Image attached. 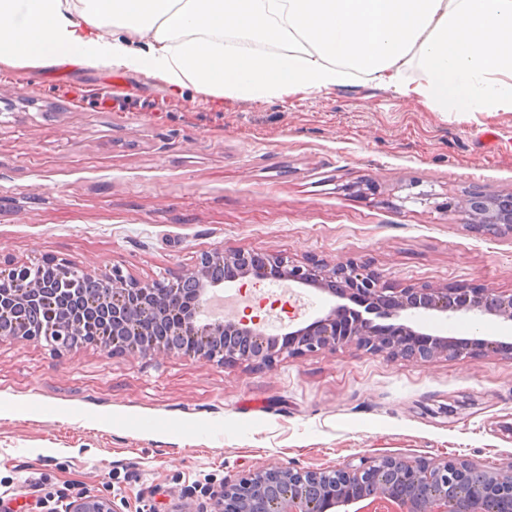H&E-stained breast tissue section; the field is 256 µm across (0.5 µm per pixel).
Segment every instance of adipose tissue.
Instances as JSON below:
<instances>
[{"label": "adipose tissue", "instance_id": "1", "mask_svg": "<svg viewBox=\"0 0 512 512\" xmlns=\"http://www.w3.org/2000/svg\"><path fill=\"white\" fill-rule=\"evenodd\" d=\"M65 65L218 104L360 76L436 112H512V0H0V69Z\"/></svg>", "mask_w": 512, "mask_h": 512}]
</instances>
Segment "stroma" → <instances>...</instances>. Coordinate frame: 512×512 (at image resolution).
I'll list each match as a JSON object with an SVG mask.
<instances>
[{
	"label": "stroma",
	"mask_w": 512,
	"mask_h": 512,
	"mask_svg": "<svg viewBox=\"0 0 512 512\" xmlns=\"http://www.w3.org/2000/svg\"><path fill=\"white\" fill-rule=\"evenodd\" d=\"M476 188L512 193V112H436L361 78L217 109L124 70L0 71V275L52 257L150 282L244 249L364 261L398 289L510 292L512 234L447 209ZM409 322L512 342L494 317ZM386 455L512 468V355L348 345L259 367L0 342V512H60L83 492L208 512L249 472Z\"/></svg>",
	"instance_id": "1"
}]
</instances>
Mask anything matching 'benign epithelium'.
<instances>
[{
  "label": "benign epithelium",
  "instance_id": "7a95c632",
  "mask_svg": "<svg viewBox=\"0 0 512 512\" xmlns=\"http://www.w3.org/2000/svg\"><path fill=\"white\" fill-rule=\"evenodd\" d=\"M466 223L484 235L512 233V194L489 195L479 189L459 207ZM70 263L20 264L11 269L17 287L0 293V340H45L57 352L78 343L103 346L112 354L182 352L203 362L245 360L270 364L283 354L301 356L343 345L392 357L511 355L512 342L462 341L434 336L405 323L379 325L374 318L399 319L402 314L488 315L512 321V292L489 288L424 285L387 292L384 274L350 261L298 265L252 251H206L194 269L177 276L191 288L165 294L156 283L82 269L99 283L90 296L68 294L60 287V271ZM251 276L311 286L364 308L353 315L333 307L324 316L278 337L261 322L236 310L209 314L216 288ZM212 512H332L358 502V512H512V468L489 471L475 462L449 457L441 461L382 456L372 464L322 471L275 466L245 474L210 498ZM64 512H120L111 496L85 493Z\"/></svg>",
  "mask_w": 512,
  "mask_h": 512
}]
</instances>
